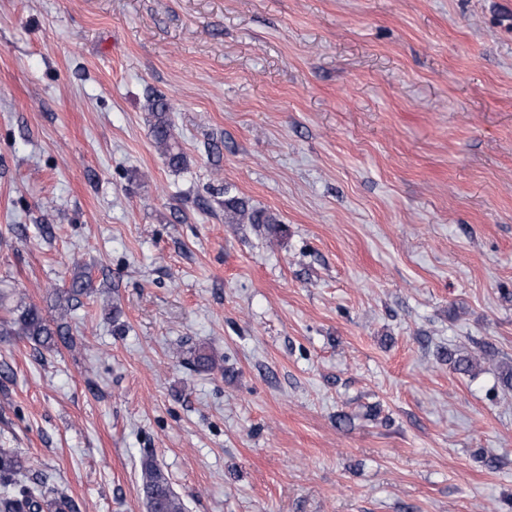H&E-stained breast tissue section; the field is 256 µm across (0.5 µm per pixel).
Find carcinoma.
I'll return each mask as SVG.
<instances>
[{"label": "carcinoma", "instance_id": "obj_1", "mask_svg": "<svg viewBox=\"0 0 512 512\" xmlns=\"http://www.w3.org/2000/svg\"><path fill=\"white\" fill-rule=\"evenodd\" d=\"M150 110L154 117L151 132L163 157L169 167L182 168L185 156L171 132L166 103L154 99ZM224 215L228 224H262L271 234L282 232L274 214L255 208L237 196L224 198ZM16 311L17 316L0 321V336H22L47 350L67 340L64 326L38 306L20 305ZM31 468L32 461L26 455L0 448V512H71V502L54 483L47 479L28 480ZM140 481L147 512H186L183 499L149 456L141 461Z\"/></svg>", "mask_w": 512, "mask_h": 512}]
</instances>
